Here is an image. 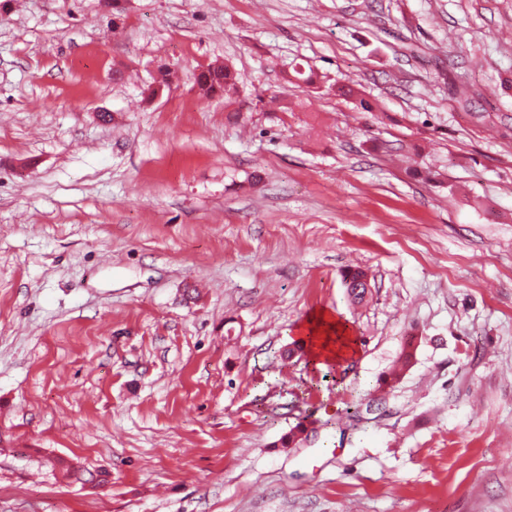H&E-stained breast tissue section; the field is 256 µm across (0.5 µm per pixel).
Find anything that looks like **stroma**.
I'll use <instances>...</instances> for the list:
<instances>
[{
	"mask_svg": "<svg viewBox=\"0 0 512 512\" xmlns=\"http://www.w3.org/2000/svg\"><path fill=\"white\" fill-rule=\"evenodd\" d=\"M0 512H512V0H0ZM194 84L201 99L208 100L220 92L224 94V104L227 106L236 102L239 93L236 75L232 67L226 63L210 66L201 71L196 76ZM365 270L361 268L349 269L343 274V282L347 288L348 294L354 302L361 303L365 297V288H369V281ZM366 277L363 280L365 288H358L360 279ZM299 335L317 368L341 363L353 351L348 326L324 311L313 313L300 327ZM414 357L415 344L409 340L407 336L402 342L401 350L394 370L389 374V376L382 379V384L385 386L394 387V385L399 381L401 372L409 369L412 366Z\"/></svg>",
	"mask_w": 512,
	"mask_h": 512,
	"instance_id": "35a3bbf8",
	"label": "stroma"
}]
</instances>
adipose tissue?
I'll return each mask as SVG.
<instances>
[{
    "instance_id": "adipose-tissue-1",
    "label": "adipose tissue",
    "mask_w": 512,
    "mask_h": 512,
    "mask_svg": "<svg viewBox=\"0 0 512 512\" xmlns=\"http://www.w3.org/2000/svg\"><path fill=\"white\" fill-rule=\"evenodd\" d=\"M299 335L319 368L342 362L352 351L347 325L323 311L313 313L300 327Z\"/></svg>"
}]
</instances>
